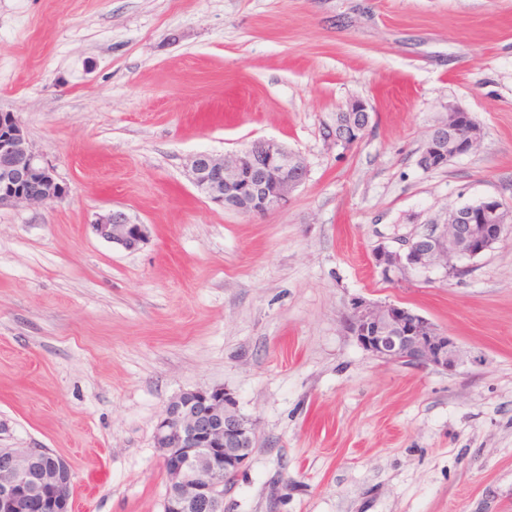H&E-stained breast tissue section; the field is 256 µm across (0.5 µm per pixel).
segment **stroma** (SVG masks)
<instances>
[{
    "mask_svg": "<svg viewBox=\"0 0 512 512\" xmlns=\"http://www.w3.org/2000/svg\"><path fill=\"white\" fill-rule=\"evenodd\" d=\"M354 98L370 130L328 143ZM452 106L482 139L423 170ZM0 110L68 186L0 209V448L65 458L73 512H163L156 423L214 387L256 425L226 512H512V230L461 276L373 259L512 210V0H0ZM260 139L307 167L288 206L192 184L194 154ZM114 209L149 242L98 238ZM356 299L454 336L456 371L372 357Z\"/></svg>",
    "mask_w": 512,
    "mask_h": 512,
    "instance_id": "stroma-1",
    "label": "stroma"
}]
</instances>
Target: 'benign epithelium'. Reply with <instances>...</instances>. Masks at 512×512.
<instances>
[{
	"mask_svg": "<svg viewBox=\"0 0 512 512\" xmlns=\"http://www.w3.org/2000/svg\"><path fill=\"white\" fill-rule=\"evenodd\" d=\"M347 119L325 128L327 141L348 147L369 131V103L350 101ZM466 110L448 107V122L428 139L418 160L425 171L448 163L440 145L448 133L465 132L460 154L470 153L479 138ZM194 186L225 210L262 215L288 204L307 168L280 143L260 139L245 149L225 155L195 154L189 164ZM68 187L29 141L19 118L0 111V207L38 205L66 196ZM509 215L501 201L485 198L448 212V223L391 250L380 246L374 265L386 279L410 270L427 272L441 267L458 269L453 259L473 258L502 236ZM101 239L125 250L146 243L151 228L121 210L97 214L91 222ZM346 330L359 345L386 364L414 365L453 371L457 367L454 337L442 333L422 315L395 304L352 303L344 320ZM255 440L252 421L243 415L235 397L222 388L182 393L165 408L157 423L154 443L167 475L163 512H224V498L235 487L247 465ZM49 458L31 476L33 463ZM66 459L47 448H0V512H72L70 496L61 487L71 483Z\"/></svg>",
	"mask_w": 512,
	"mask_h": 512,
	"instance_id": "benign-epithelium-1",
	"label": "benign epithelium"
}]
</instances>
